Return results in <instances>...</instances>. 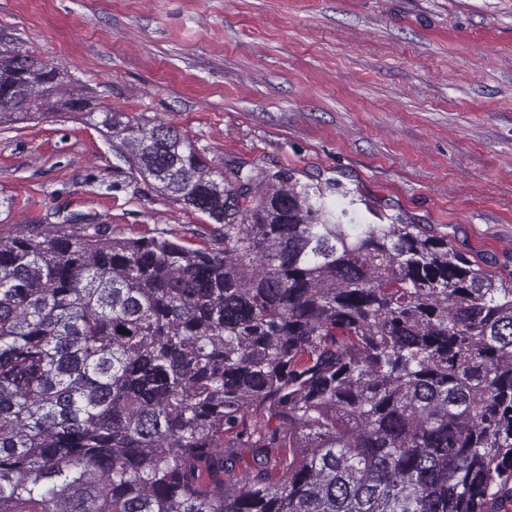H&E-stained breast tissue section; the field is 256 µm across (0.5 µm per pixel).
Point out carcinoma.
<instances>
[{"instance_id": "cac0c4a2", "label": "carcinoma", "mask_w": 512, "mask_h": 512, "mask_svg": "<svg viewBox=\"0 0 512 512\" xmlns=\"http://www.w3.org/2000/svg\"><path fill=\"white\" fill-rule=\"evenodd\" d=\"M97 112L207 248L0 237V512H492L512 499V280L288 169L212 168L0 40V125ZM288 448V456L279 449ZM251 453L244 468L242 450Z\"/></svg>"}]
</instances>
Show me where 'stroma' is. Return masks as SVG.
<instances>
[{
  "instance_id": "35a3bbf8",
  "label": "stroma",
  "mask_w": 512,
  "mask_h": 512,
  "mask_svg": "<svg viewBox=\"0 0 512 512\" xmlns=\"http://www.w3.org/2000/svg\"><path fill=\"white\" fill-rule=\"evenodd\" d=\"M0 37L68 63L113 111L208 164L357 190L512 279V0H0ZM212 245L216 225L128 177L92 119L0 127V236L74 220Z\"/></svg>"
}]
</instances>
